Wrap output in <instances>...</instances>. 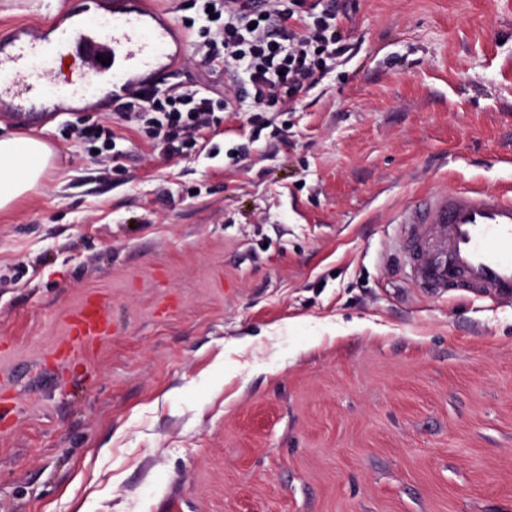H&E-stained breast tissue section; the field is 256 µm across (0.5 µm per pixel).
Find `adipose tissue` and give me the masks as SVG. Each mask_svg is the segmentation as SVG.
Segmentation results:
<instances>
[{
    "label": "adipose tissue",
    "mask_w": 512,
    "mask_h": 512,
    "mask_svg": "<svg viewBox=\"0 0 512 512\" xmlns=\"http://www.w3.org/2000/svg\"><path fill=\"white\" fill-rule=\"evenodd\" d=\"M55 152L33 136L0 135V212L10 211L21 199L45 185Z\"/></svg>",
    "instance_id": "ef3b65f1"
}]
</instances>
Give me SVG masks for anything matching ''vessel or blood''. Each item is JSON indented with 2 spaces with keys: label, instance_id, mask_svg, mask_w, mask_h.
Masks as SVG:
<instances>
[{
  "label": "vessel or blood",
  "instance_id": "b4317fda",
  "mask_svg": "<svg viewBox=\"0 0 512 512\" xmlns=\"http://www.w3.org/2000/svg\"><path fill=\"white\" fill-rule=\"evenodd\" d=\"M187 49L156 11L128 0H114L104 28L82 18L14 27L0 35V118L32 125L74 111L117 77L126 89L156 83L176 70ZM67 59L73 62L67 83L51 92L40 74ZM402 224L406 262L422 287L512 301V192L429 193L407 210ZM109 328L104 309L89 302L70 336L87 345Z\"/></svg>",
  "mask_w": 512,
  "mask_h": 512
}]
</instances>
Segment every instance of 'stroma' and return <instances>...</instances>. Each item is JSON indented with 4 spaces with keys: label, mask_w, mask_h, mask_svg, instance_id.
<instances>
[{
    "label": "stroma",
    "mask_w": 512,
    "mask_h": 512,
    "mask_svg": "<svg viewBox=\"0 0 512 512\" xmlns=\"http://www.w3.org/2000/svg\"><path fill=\"white\" fill-rule=\"evenodd\" d=\"M67 0H0V33ZM294 112L57 151L0 214V512H512V305L413 284L397 220L512 190V0H336ZM101 302L109 336L64 354Z\"/></svg>",
    "instance_id": "35a3bbf8"
}]
</instances>
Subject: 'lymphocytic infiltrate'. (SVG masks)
Segmentation results:
<instances>
[{
	"instance_id": "1",
	"label": "lymphocytic infiltrate",
	"mask_w": 512,
	"mask_h": 512,
	"mask_svg": "<svg viewBox=\"0 0 512 512\" xmlns=\"http://www.w3.org/2000/svg\"><path fill=\"white\" fill-rule=\"evenodd\" d=\"M202 10L209 23L196 50L211 71L235 77L233 91L173 85L117 100L169 152L194 149L215 113L298 105L345 53L336 13L321 0H205Z\"/></svg>"
}]
</instances>
